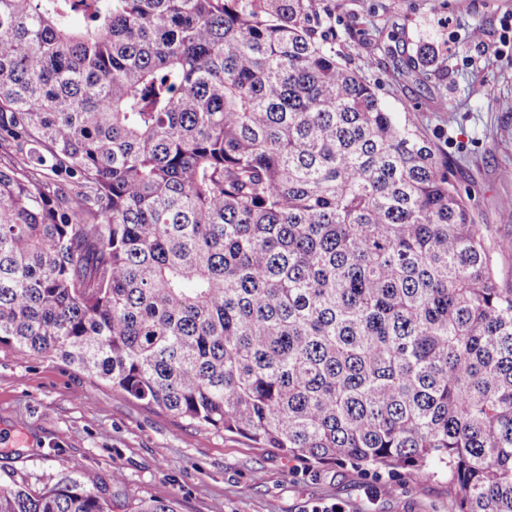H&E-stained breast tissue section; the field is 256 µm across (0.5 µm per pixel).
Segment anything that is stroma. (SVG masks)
I'll return each instance as SVG.
<instances>
[{"label": "stroma", "mask_w": 512, "mask_h": 512, "mask_svg": "<svg viewBox=\"0 0 512 512\" xmlns=\"http://www.w3.org/2000/svg\"><path fill=\"white\" fill-rule=\"evenodd\" d=\"M310 24L447 158L488 234L512 239V0H312ZM423 48L432 65L398 73ZM75 460L88 488L116 495L114 512L148 499L179 512H455L444 478L313 467L197 429L58 358L0 347V480L40 489Z\"/></svg>", "instance_id": "obj_1"}]
</instances>
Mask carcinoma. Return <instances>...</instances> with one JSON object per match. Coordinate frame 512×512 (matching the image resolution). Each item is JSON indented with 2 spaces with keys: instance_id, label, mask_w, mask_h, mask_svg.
<instances>
[{
  "instance_id": "obj_1",
  "label": "carcinoma",
  "mask_w": 512,
  "mask_h": 512,
  "mask_svg": "<svg viewBox=\"0 0 512 512\" xmlns=\"http://www.w3.org/2000/svg\"><path fill=\"white\" fill-rule=\"evenodd\" d=\"M310 2L0 0V345L512 512L504 246ZM0 512L112 504L75 467Z\"/></svg>"
}]
</instances>
